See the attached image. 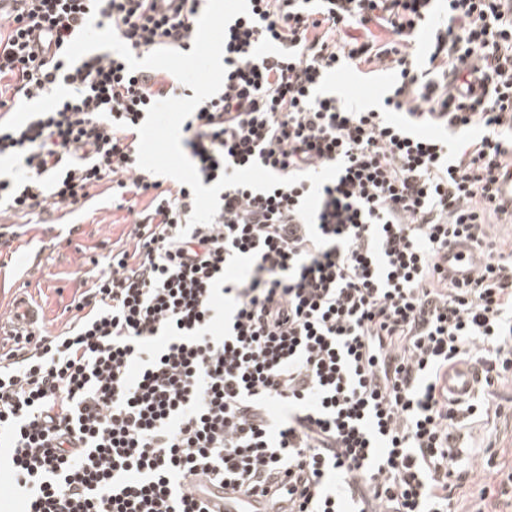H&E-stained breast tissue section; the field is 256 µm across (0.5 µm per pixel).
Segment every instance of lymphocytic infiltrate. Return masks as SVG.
<instances>
[{
    "mask_svg": "<svg viewBox=\"0 0 512 512\" xmlns=\"http://www.w3.org/2000/svg\"><path fill=\"white\" fill-rule=\"evenodd\" d=\"M0 19V209H82L111 180L133 215L124 244L60 332L0 353V447L20 512H209L197 483L273 492L283 512H452L451 430L512 376V15L504 0H248L227 27L221 91L183 126L203 186L259 162L310 181L230 187L188 226L189 186L137 164L146 110L192 88L113 52L67 64L88 19L135 57L190 52L201 0H25ZM387 37L371 33V26ZM431 35L423 48L412 38ZM367 32L343 41L346 28ZM374 65L377 108L329 88ZM477 272L449 276L448 251ZM481 368L460 407L448 373Z\"/></svg>",
    "mask_w": 512,
    "mask_h": 512,
    "instance_id": "1",
    "label": "lymphocytic infiltrate"
}]
</instances>
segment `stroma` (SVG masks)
I'll return each mask as SVG.
<instances>
[{
	"mask_svg": "<svg viewBox=\"0 0 512 512\" xmlns=\"http://www.w3.org/2000/svg\"><path fill=\"white\" fill-rule=\"evenodd\" d=\"M390 81L386 72L347 71L331 83L349 100L372 106L381 102ZM92 193L82 210L68 216L52 210L38 224L19 215L0 216V223L15 231L10 244L0 246V311L23 295L38 307L45 329L58 332L71 319L67 307L87 272L105 268L114 244L126 241L131 228L132 217L116 209L109 183ZM452 433L460 467L479 468L493 461L501 469L496 482L506 483V473L512 471V431L502 420L492 415L468 418Z\"/></svg>",
	"mask_w": 512,
	"mask_h": 512,
	"instance_id": "stroma-1",
	"label": "stroma"
}]
</instances>
